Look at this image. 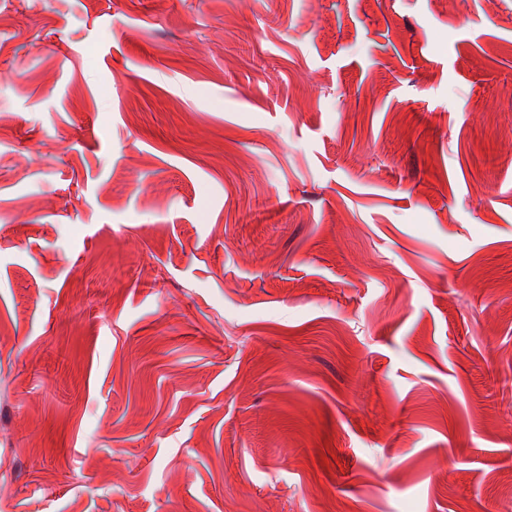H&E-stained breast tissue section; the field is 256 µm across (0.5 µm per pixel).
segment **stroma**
I'll return each instance as SVG.
<instances>
[{
    "mask_svg": "<svg viewBox=\"0 0 512 512\" xmlns=\"http://www.w3.org/2000/svg\"><path fill=\"white\" fill-rule=\"evenodd\" d=\"M0 512H512V0H0Z\"/></svg>",
    "mask_w": 512,
    "mask_h": 512,
    "instance_id": "35a3bbf8",
    "label": "stroma"
}]
</instances>
